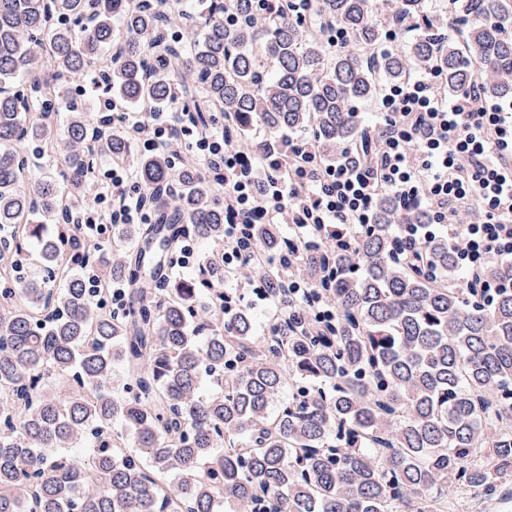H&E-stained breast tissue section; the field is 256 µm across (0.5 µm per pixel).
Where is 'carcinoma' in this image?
Segmentation results:
<instances>
[{
  "instance_id": "1",
  "label": "carcinoma",
  "mask_w": 512,
  "mask_h": 512,
  "mask_svg": "<svg viewBox=\"0 0 512 512\" xmlns=\"http://www.w3.org/2000/svg\"><path fill=\"white\" fill-rule=\"evenodd\" d=\"M454 2L476 17L461 44L442 37L431 0H318L311 26L281 15L260 27L257 0H0V512H448L450 491L497 495L512 476V291L478 301L446 235L407 255L395 225L427 215L382 194L353 240L314 238L298 257L335 318H309L288 273L265 271L280 308L259 336L252 310L224 295L236 216L220 169L131 158L130 140L67 90L110 50L99 86L142 112L177 103L180 125L202 132L220 112L239 148L254 121L312 126L331 161L369 135L355 105L414 66H439L450 90L479 78L512 97V0ZM397 20L417 34L372 60ZM337 30L347 43L330 52ZM33 157L61 163L66 197L50 178L22 179ZM96 157L136 167L151 221L112 225V268L89 288L101 249L76 256L72 242ZM45 221L57 234L26 276ZM188 235L209 250L177 280ZM240 248L294 255L267 224L242 225ZM287 374L294 392L278 403ZM205 375L227 380L204 395Z\"/></svg>"
}]
</instances>
